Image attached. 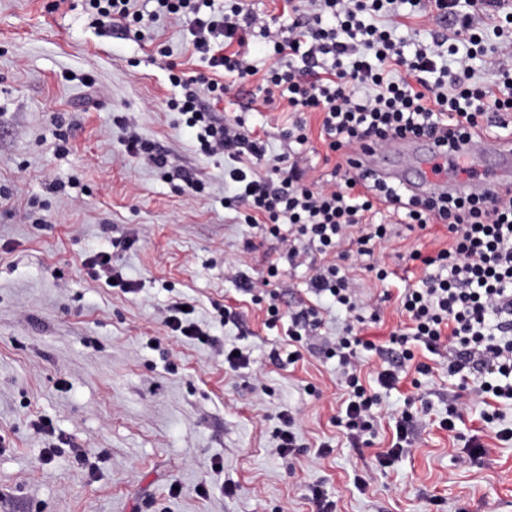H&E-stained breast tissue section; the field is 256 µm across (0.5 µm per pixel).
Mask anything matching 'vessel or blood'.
Returning <instances> with one entry per match:
<instances>
[{
	"label": "vessel or blood",
	"instance_id": "vessel-or-blood-1",
	"mask_svg": "<svg viewBox=\"0 0 512 512\" xmlns=\"http://www.w3.org/2000/svg\"><path fill=\"white\" fill-rule=\"evenodd\" d=\"M411 147L404 139L369 147L360 152L357 170L372 171L420 199L460 195L477 185L512 189V146L497 138L482 134L455 151L427 141L418 155Z\"/></svg>",
	"mask_w": 512,
	"mask_h": 512
}]
</instances>
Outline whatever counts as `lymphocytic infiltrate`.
Listing matches in <instances>:
<instances>
[{
	"mask_svg": "<svg viewBox=\"0 0 512 512\" xmlns=\"http://www.w3.org/2000/svg\"><path fill=\"white\" fill-rule=\"evenodd\" d=\"M136 2L85 0V8L100 29L116 24L127 32L163 16L185 20L206 69L189 76L168 63L170 81L180 89L167 99L168 111L184 116L203 154L232 160L228 177L244 223L283 239L289 257L307 245L324 258L311 288L319 302L348 313L343 334L323 351L342 368L347 399L335 424L353 447L366 444L374 428L378 394L361 377V354L374 344L358 334L363 318L356 293L335 256L344 239L354 238L356 261L377 280L388 278L375 259L393 235L392 225L374 220L382 198L407 229L446 227L448 245L408 255L426 274L398 297L406 322L392 333L376 370L380 389H395L401 369L428 373L411 343L432 354L447 349L448 374L459 383L441 428L455 432L460 413L479 404L485 422L497 426L496 439L511 442L512 426H498L494 406L512 401V192L481 189L423 203L377 179L357 184L352 174L366 145L425 136L453 150L483 133L487 113L512 112V67L489 86L475 81L472 65L482 52L480 24L503 35L502 54L512 58V12L505 0H286L293 20L285 30L264 28L271 63L262 72L247 60L248 37L259 19L237 2L226 13L210 10L209 0H155L150 12ZM405 3L431 17L454 18L456 26L450 36H434L431 45L405 56L393 35L397 8ZM228 76L243 83L259 77L263 104L287 102L293 114L287 135L298 144L308 140L305 113H318L323 141L340 159L331 179L306 180L289 156L269 158L260 136L241 121L219 119L215 106ZM471 371L480 375L474 391L466 378Z\"/></svg>",
	"mask_w": 512,
	"mask_h": 512,
	"instance_id": "f902f5d3",
	"label": "lymphocytic infiltrate"
}]
</instances>
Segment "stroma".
Masks as SVG:
<instances>
[{"label":"stroma","mask_w":512,"mask_h":512,"mask_svg":"<svg viewBox=\"0 0 512 512\" xmlns=\"http://www.w3.org/2000/svg\"><path fill=\"white\" fill-rule=\"evenodd\" d=\"M0 0V512H312L313 486L324 487L336 512H512V443L495 439L478 411L464 413L457 435L440 426L458 383L448 355L416 346L429 375L381 390L375 434L349 447L333 419L343 401L337 359L305 356L290 365L288 314L312 295L320 266L308 253L289 264L275 238L237 222L230 204V159L208 156L180 113L167 60L202 69L182 22L163 19L133 38L91 27L82 0ZM166 45L170 58L157 56ZM218 114L241 118L264 138L269 156L290 153L310 178L335 166L307 115L309 140L282 135L288 113L269 109L254 83L235 86ZM138 135L165 151L166 171L129 158ZM204 185L197 196L178 190V173ZM448 241L438 224L401 230L377 252L394 271V287H415L423 269L407 251H434ZM108 252L117 273L137 286L93 280L81 261ZM282 274L271 290L284 314L267 328L263 305L251 302L224 268L260 281L270 264ZM367 320L363 334L378 348L403 317L374 273L354 271ZM184 297L211 335L207 344L173 336L168 305ZM235 309L220 324L215 305ZM250 359L233 371L224 352ZM417 416L412 444L388 466L402 413ZM295 421L301 446L282 458L281 414ZM52 420L68 440L51 462L33 421ZM484 449L469 456L464 440ZM332 453L319 457L321 444ZM224 462L222 472L211 459ZM182 492L172 497L170 484ZM235 485L234 495L221 491ZM209 496L197 493L200 485Z\"/></svg>","instance_id":"obj_1"}]
</instances>
